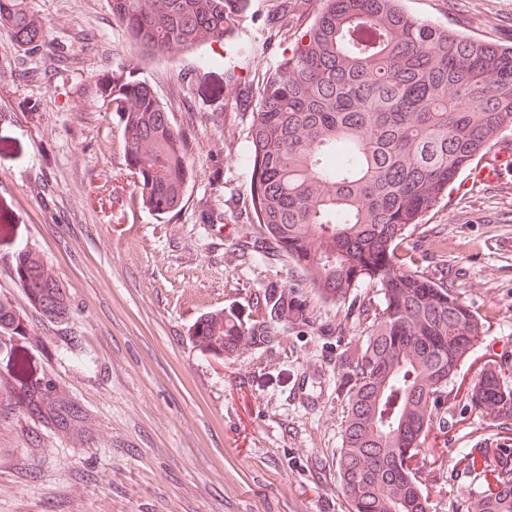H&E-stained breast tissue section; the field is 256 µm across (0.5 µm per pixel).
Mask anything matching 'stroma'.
Returning <instances> with one entry per match:
<instances>
[{
  "label": "stroma",
  "mask_w": 512,
  "mask_h": 512,
  "mask_svg": "<svg viewBox=\"0 0 512 512\" xmlns=\"http://www.w3.org/2000/svg\"><path fill=\"white\" fill-rule=\"evenodd\" d=\"M52 40L30 55L0 30V301L24 335L0 333V388L14 350L85 411L80 430L44 426L23 404L0 408V512H348L336 461L343 379L365 341L346 301L323 298L288 258L244 260L263 244L249 192L254 112L237 83L258 86L290 46L282 0H245L223 42L140 61L191 138L183 209L160 218L133 194L119 120L104 97L131 53L109 0H26ZM439 24L512 45V0H403ZM463 171L404 247L447 282L485 333L459 368H512V166ZM64 284L69 314L31 306L15 279L21 249ZM296 306L266 341L204 350L208 313L250 325L268 289ZM415 459L430 512L477 501L482 482L458 464L497 430L447 400Z\"/></svg>",
  "instance_id": "stroma-1"
}]
</instances>
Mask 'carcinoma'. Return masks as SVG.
<instances>
[{
    "mask_svg": "<svg viewBox=\"0 0 512 512\" xmlns=\"http://www.w3.org/2000/svg\"><path fill=\"white\" fill-rule=\"evenodd\" d=\"M309 21L290 26V54L260 86L248 132L249 190L257 223L322 297H363L366 339L346 379L337 459L349 512H429L412 461L434 415L454 391L458 367L483 336L479 316L451 289L411 269L398 247L441 200L448 184L512 126V47H499L419 18L402 0H317ZM130 48L165 55L224 41L242 0H110ZM0 29L25 50L50 46L25 0H0ZM119 117L127 169L142 208L158 217L184 206L192 175L188 134L131 65L107 95ZM14 273L32 303L58 317L62 287L39 255L18 251ZM276 288L252 326L212 314L195 325L207 345L231 353L288 319ZM14 371L29 414L68 431L82 411L45 387L26 355ZM461 399L500 430L490 462L512 457V371L484 367ZM480 512H512V468L497 471Z\"/></svg>",
    "mask_w": 512,
    "mask_h": 512,
    "instance_id": "cac0c4a2",
    "label": "carcinoma"
}]
</instances>
